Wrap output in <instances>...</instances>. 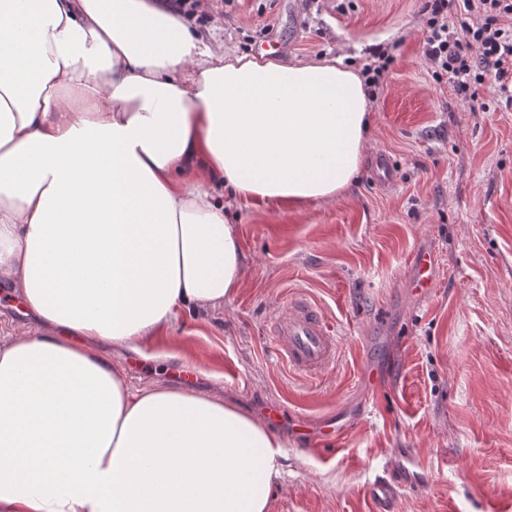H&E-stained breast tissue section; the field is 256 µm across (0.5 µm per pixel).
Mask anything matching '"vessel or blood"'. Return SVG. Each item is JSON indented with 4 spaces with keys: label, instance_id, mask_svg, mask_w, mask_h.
Here are the masks:
<instances>
[{
    "label": "vessel or blood",
    "instance_id": "obj_1",
    "mask_svg": "<svg viewBox=\"0 0 512 512\" xmlns=\"http://www.w3.org/2000/svg\"><path fill=\"white\" fill-rule=\"evenodd\" d=\"M409 286L415 294L432 292L436 283V255L427 246L415 249L407 260ZM267 336L281 358L295 371L315 376L334 359L333 330L317 304L295 293L286 308L268 325Z\"/></svg>",
    "mask_w": 512,
    "mask_h": 512
}]
</instances>
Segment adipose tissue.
I'll return each instance as SVG.
<instances>
[{
  "instance_id": "obj_1",
  "label": "adipose tissue",
  "mask_w": 512,
  "mask_h": 512,
  "mask_svg": "<svg viewBox=\"0 0 512 512\" xmlns=\"http://www.w3.org/2000/svg\"><path fill=\"white\" fill-rule=\"evenodd\" d=\"M369 110L342 59L225 51L169 0H0V279L47 328L0 336V512H270L282 442L107 348L230 301L226 206L341 196Z\"/></svg>"
}]
</instances>
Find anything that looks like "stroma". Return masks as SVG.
I'll return each mask as SVG.
<instances>
[{"mask_svg":"<svg viewBox=\"0 0 512 512\" xmlns=\"http://www.w3.org/2000/svg\"><path fill=\"white\" fill-rule=\"evenodd\" d=\"M423 0H198L189 30L225 49L283 62L392 45L370 98V146L342 196L302 206L234 207L242 284L224 308L180 318L138 353L112 360L136 387L176 388L171 363L195 364L192 392L261 418L288 465L271 512H512V111L491 85L470 111L423 56ZM393 165L381 180L372 159ZM438 258L417 296L406 259ZM313 298L334 328L320 375L293 371L266 328L289 293ZM340 421L342 440L311 449L298 426ZM393 484L390 503L377 496Z\"/></svg>","mask_w":512,"mask_h":512,"instance_id":"stroma-1","label":"stroma"}]
</instances>
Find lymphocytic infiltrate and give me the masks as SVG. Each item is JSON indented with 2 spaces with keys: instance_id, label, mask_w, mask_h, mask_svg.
<instances>
[{
  "instance_id": "obj_1",
  "label": "lymphocytic infiltrate",
  "mask_w": 512,
  "mask_h": 512,
  "mask_svg": "<svg viewBox=\"0 0 512 512\" xmlns=\"http://www.w3.org/2000/svg\"><path fill=\"white\" fill-rule=\"evenodd\" d=\"M428 35L423 54L436 79L447 80L469 107L492 80L512 110V0H425Z\"/></svg>"
}]
</instances>
